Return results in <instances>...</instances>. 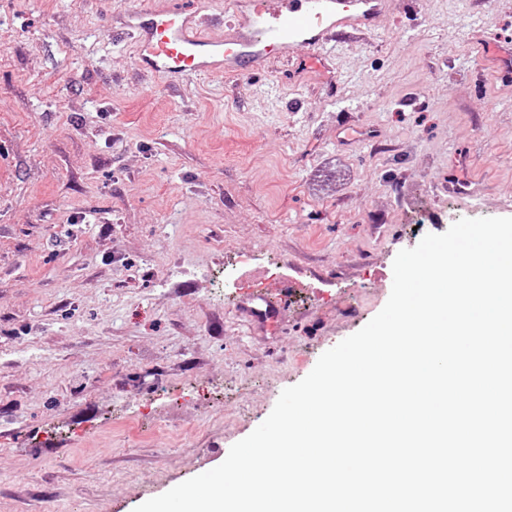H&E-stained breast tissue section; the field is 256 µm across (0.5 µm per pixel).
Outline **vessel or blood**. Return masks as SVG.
Wrapping results in <instances>:
<instances>
[{
  "instance_id": "vessel-or-blood-1",
  "label": "vessel or blood",
  "mask_w": 512,
  "mask_h": 512,
  "mask_svg": "<svg viewBox=\"0 0 512 512\" xmlns=\"http://www.w3.org/2000/svg\"><path fill=\"white\" fill-rule=\"evenodd\" d=\"M201 2L161 0L123 15L139 67L163 77L254 75L275 57L297 75L310 68L327 74L337 46L351 35L373 33L385 7L384 0H232L227 34L214 40L203 32ZM240 308L264 324L278 303L255 289Z\"/></svg>"
}]
</instances>
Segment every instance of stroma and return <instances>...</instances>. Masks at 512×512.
<instances>
[{
  "label": "stroma",
  "instance_id": "1",
  "mask_svg": "<svg viewBox=\"0 0 512 512\" xmlns=\"http://www.w3.org/2000/svg\"><path fill=\"white\" fill-rule=\"evenodd\" d=\"M142 2L0 0V512H134L218 466L400 250L512 217V0H386L333 87L144 72L104 35ZM278 306L277 301L259 289H253L245 302L240 303V309L259 324H267L269 319H273Z\"/></svg>",
  "mask_w": 512,
  "mask_h": 512
}]
</instances>
